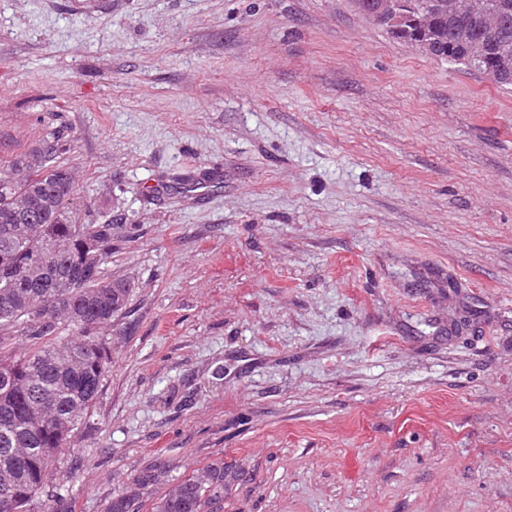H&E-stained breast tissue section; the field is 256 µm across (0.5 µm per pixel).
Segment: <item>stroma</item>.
<instances>
[{"mask_svg": "<svg viewBox=\"0 0 512 512\" xmlns=\"http://www.w3.org/2000/svg\"><path fill=\"white\" fill-rule=\"evenodd\" d=\"M56 136L134 289L30 512H512V89L356 0H0V178ZM155 512H213L224 500V460L218 458L158 499ZM166 474L163 466L150 467L135 475L130 484L122 491L114 494L108 502L106 512H134L135 500L140 498L152 486L158 484Z\"/></svg>", "mask_w": 512, "mask_h": 512, "instance_id": "obj_1", "label": "stroma"}]
</instances>
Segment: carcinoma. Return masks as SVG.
Masks as SVG:
<instances>
[{
  "label": "carcinoma",
  "instance_id": "obj_1",
  "mask_svg": "<svg viewBox=\"0 0 512 512\" xmlns=\"http://www.w3.org/2000/svg\"><path fill=\"white\" fill-rule=\"evenodd\" d=\"M499 16L496 41L512 52V0H489ZM440 59L482 71L493 64L466 61L464 29L482 34L475 22L428 13ZM59 143L19 160L22 178L0 179V331L12 330L32 342L27 354L3 352L0 337V512H29L44 488L49 463L70 444L73 431L96 399L109 371V348L99 330L125 308L131 282L112 279L105 264L112 255L117 225L79 219L70 171L51 158ZM35 187L29 220L20 223L11 199L26 184ZM92 237L95 252L80 247ZM53 242L52 252L35 247ZM71 338L62 339L63 331ZM166 474L162 466L135 475L112 496L106 512H133L135 500ZM224 500V459L219 458L182 480L156 503L155 512H214Z\"/></svg>",
  "mask_w": 512,
  "mask_h": 512
}]
</instances>
